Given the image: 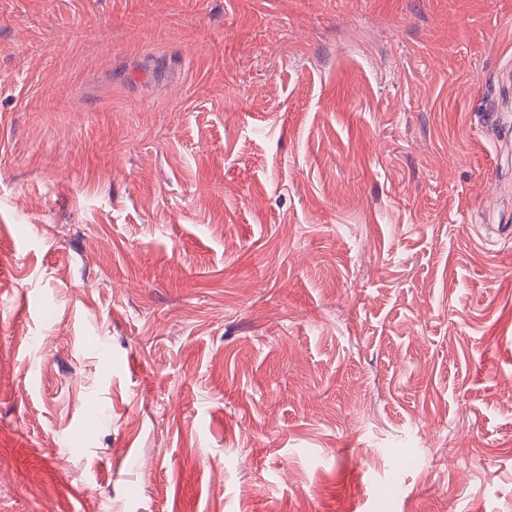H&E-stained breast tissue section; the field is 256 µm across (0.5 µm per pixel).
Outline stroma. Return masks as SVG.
<instances>
[{"mask_svg":"<svg viewBox=\"0 0 512 512\" xmlns=\"http://www.w3.org/2000/svg\"><path fill=\"white\" fill-rule=\"evenodd\" d=\"M512 0H0V512H512Z\"/></svg>","mask_w":512,"mask_h":512,"instance_id":"35a3bbf8","label":"stroma"}]
</instances>
